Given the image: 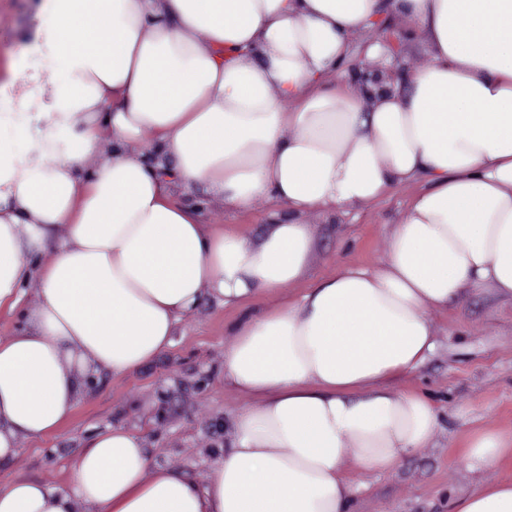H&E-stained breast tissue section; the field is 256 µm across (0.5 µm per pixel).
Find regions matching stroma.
<instances>
[{
  "instance_id": "35a3bbf8",
  "label": "stroma",
  "mask_w": 512,
  "mask_h": 512,
  "mask_svg": "<svg viewBox=\"0 0 512 512\" xmlns=\"http://www.w3.org/2000/svg\"><path fill=\"white\" fill-rule=\"evenodd\" d=\"M35 11V0H0V82L9 62L20 58L30 42ZM389 24L405 34L390 69L397 82L408 65L426 60V46L405 19L393 16ZM417 190L414 184L399 186L370 207L332 218L311 216L317 245L306 280L240 307L204 299L179 322L173 345L153 363L122 377L98 373L54 434L20 440L19 453L0 460V479L66 484L76 451L96 433L120 425L140 434L159 464L204 483L224 453L225 423L253 403L224 385V351L235 340L236 324L287 304L310 282L331 274L339 262L376 264ZM181 200L196 209L201 223L249 237L258 235L276 209L273 202L261 200L249 210L230 211L223 200L201 190ZM430 318L435 354L419 369L385 379L383 386L396 393L416 389L432 397L438 412L434 440L387 475L361 474L345 462L357 487L351 512H450L456 494L512 475L511 458L471 469L463 455L469 431L512 430V300L487 288L462 304L432 312Z\"/></svg>"
}]
</instances>
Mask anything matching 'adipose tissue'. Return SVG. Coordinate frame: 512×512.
<instances>
[{"label":"adipose tissue","instance_id":"obj_1","mask_svg":"<svg viewBox=\"0 0 512 512\" xmlns=\"http://www.w3.org/2000/svg\"><path fill=\"white\" fill-rule=\"evenodd\" d=\"M37 13L52 27L31 45L67 80L17 62L0 85V103L43 107L25 148L0 139V309L40 285L26 328L0 341V459L54 432L91 375L153 361L205 298L239 306L300 282L309 216L421 188L374 267L339 265L237 325L224 381L258 402L232 416L204 485L114 426L77 451L66 485L0 483V512H349L345 459L389 472L434 438L426 394L379 386L434 352L430 312L488 287L512 299V0H40ZM389 14L422 32L426 61L393 85L341 82L351 36ZM199 187L288 218L253 238L206 230L177 199ZM508 456L512 434L470 433L473 465ZM451 512H512V479Z\"/></svg>","mask_w":512,"mask_h":512}]
</instances>
